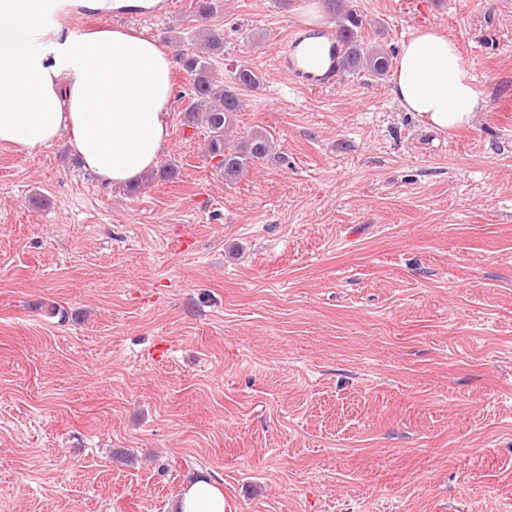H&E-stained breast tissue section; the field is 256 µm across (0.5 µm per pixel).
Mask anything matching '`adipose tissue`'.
Instances as JSON below:
<instances>
[{
	"label": "adipose tissue",
	"instance_id": "1",
	"mask_svg": "<svg viewBox=\"0 0 512 512\" xmlns=\"http://www.w3.org/2000/svg\"><path fill=\"white\" fill-rule=\"evenodd\" d=\"M68 2L0 0V144L30 155L62 140L100 182H134L167 143L171 59L124 28L76 35L45 25ZM392 94L443 132L471 125L482 104L456 41L432 29L403 42ZM173 510L224 512V493L199 478Z\"/></svg>",
	"mask_w": 512,
	"mask_h": 512
}]
</instances>
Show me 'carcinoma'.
Returning a JSON list of instances; mask_svg holds the SVG:
<instances>
[{
	"mask_svg": "<svg viewBox=\"0 0 512 512\" xmlns=\"http://www.w3.org/2000/svg\"><path fill=\"white\" fill-rule=\"evenodd\" d=\"M325 3L328 11L337 16L336 34L346 45L343 70L387 76L393 65L392 57L379 47L364 44L357 32L359 19L350 10L341 12L340 0H325ZM218 11L219 0H196L195 13L199 20L208 22ZM203 34V54L180 47L175 49V62L192 77L183 124L205 130L208 155L217 160V168L223 171L224 179L232 182L251 165L267 159L272 154L273 142L264 132L251 130L236 144H230L228 133L233 130L235 116L244 107L241 91L256 87L259 78L248 66L239 65L231 82L216 80L212 58L221 51L224 35L215 26L203 29Z\"/></svg>",
	"mask_w": 512,
	"mask_h": 512,
	"instance_id": "obj_1",
	"label": "carcinoma"
}]
</instances>
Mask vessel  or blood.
I'll use <instances>...</instances> for the list:
<instances>
[{
    "label": "vessel or blood",
    "instance_id": "b4317fda",
    "mask_svg": "<svg viewBox=\"0 0 512 512\" xmlns=\"http://www.w3.org/2000/svg\"><path fill=\"white\" fill-rule=\"evenodd\" d=\"M343 50L335 33L328 31L323 40L308 41L295 30L283 44L279 61L298 86L320 91L338 83Z\"/></svg>",
    "mask_w": 512,
    "mask_h": 512
}]
</instances>
